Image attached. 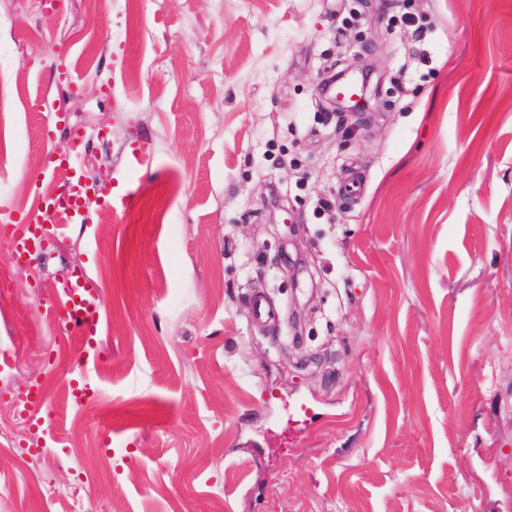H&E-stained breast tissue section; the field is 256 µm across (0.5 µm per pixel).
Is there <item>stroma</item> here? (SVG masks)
<instances>
[{
  "instance_id": "35a3bbf8",
  "label": "stroma",
  "mask_w": 512,
  "mask_h": 512,
  "mask_svg": "<svg viewBox=\"0 0 512 512\" xmlns=\"http://www.w3.org/2000/svg\"><path fill=\"white\" fill-rule=\"evenodd\" d=\"M350 66L374 92L336 125ZM69 125L107 131L85 166L137 199L34 269L0 238V420L43 379L59 438L0 446L1 506L512 512V0H0V211L37 210ZM75 266L102 360L66 406L43 311Z\"/></svg>"
}]
</instances>
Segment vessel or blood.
<instances>
[{"label":"vessel or blood","instance_id":"1","mask_svg":"<svg viewBox=\"0 0 512 512\" xmlns=\"http://www.w3.org/2000/svg\"><path fill=\"white\" fill-rule=\"evenodd\" d=\"M49 159L53 168L70 171L72 184L68 194L46 198L38 213L27 217L25 229H18L9 216L0 217V234L7 236L15 260L24 263L38 261L45 245L64 234L65 226L56 221L59 210L69 212L71 223H88L85 200L89 192H98L105 203L116 212L130 210L136 201L134 189L115 194L110 188L96 187L81 165L77 142H70L64 148L52 147ZM103 309L102 298L87 286L85 273L81 270L72 271L59 282L49 304V311L63 335L97 336Z\"/></svg>","mask_w":512,"mask_h":512}]
</instances>
